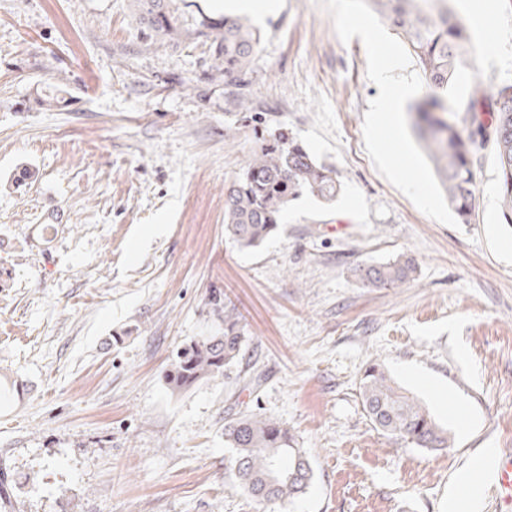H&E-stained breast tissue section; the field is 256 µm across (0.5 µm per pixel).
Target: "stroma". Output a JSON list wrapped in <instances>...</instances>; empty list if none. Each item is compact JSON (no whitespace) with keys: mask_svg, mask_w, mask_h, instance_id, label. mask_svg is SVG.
<instances>
[{"mask_svg":"<svg viewBox=\"0 0 512 512\" xmlns=\"http://www.w3.org/2000/svg\"><path fill=\"white\" fill-rule=\"evenodd\" d=\"M450 0L479 75L512 80V0ZM228 105L205 38H151L130 0H0V512H259L229 476L224 421L286 423L313 468L272 512H448L512 449V224L492 147L470 223L420 212L374 167L364 114L379 94L360 38L342 43L317 0H279ZM62 86L45 110L41 89ZM289 129L342 182L289 203L255 249L224 234V190L257 128ZM414 258L413 281L365 287L361 263ZM221 291L245 318L236 373L175 391L179 346L219 326ZM426 403L450 446L376 430L358 395L369 362Z\"/></svg>","mask_w":512,"mask_h":512,"instance_id":"35a3bbf8","label":"stroma"}]
</instances>
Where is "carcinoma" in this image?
Here are the masks:
<instances>
[{"label":"carcinoma","instance_id":"cac0c4a2","mask_svg":"<svg viewBox=\"0 0 512 512\" xmlns=\"http://www.w3.org/2000/svg\"><path fill=\"white\" fill-rule=\"evenodd\" d=\"M176 0H132L139 23L155 37L179 44L189 32L210 40L211 70L224 79L231 105L246 101L242 89L261 37L249 19L214 21L200 16L190 24L176 16ZM396 32L419 63L427 92L409 106L415 136L434 162L448 205L463 223L475 212V167L488 139H493L498 170L501 214L512 224V82L490 92L472 81L466 103H448V89L466 65L470 34L445 0L432 12L429 0H368ZM486 112L490 124L478 119ZM336 168L318 161L282 127L272 138H261L241 173L224 192V232L242 248L259 247L278 227L288 204L304 193L326 202L341 190ZM354 276L370 288L394 289L416 273L412 258L399 256L383 263L359 264ZM210 304L224 328L192 340L177 350L167 376L174 391L186 389L216 374H228L242 356L247 329L235 308L221 295ZM363 410L384 434L421 448L448 447V431L426 406L408 395L385 368L372 361L359 381ZM224 442L230 449L227 469L238 485L260 504L292 499L310 486L313 469L285 423L258 414L224 422Z\"/></svg>","mask_w":512,"mask_h":512}]
</instances>
